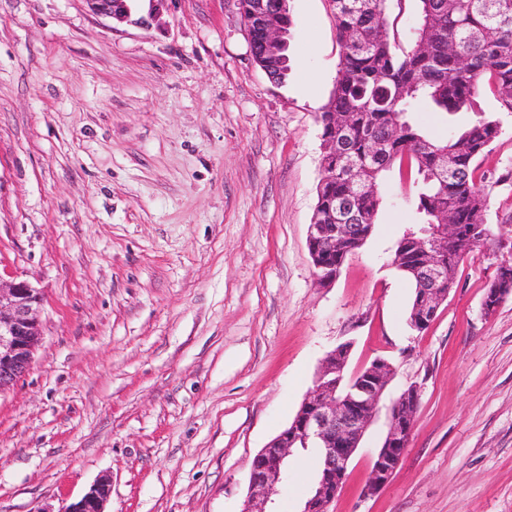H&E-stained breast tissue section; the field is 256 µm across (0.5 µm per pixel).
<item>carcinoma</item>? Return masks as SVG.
Here are the masks:
<instances>
[{
	"label": "carcinoma",
	"mask_w": 512,
	"mask_h": 512,
	"mask_svg": "<svg viewBox=\"0 0 512 512\" xmlns=\"http://www.w3.org/2000/svg\"><path fill=\"white\" fill-rule=\"evenodd\" d=\"M330 2L341 55L329 101L318 116L324 152L314 223H328L332 205L338 224L375 223L384 175L405 167L418 188L416 227L438 223L443 205L460 225L448 252L453 287L459 262L490 236L487 195L475 161L497 137L498 124L480 118L439 140L426 134L414 113L421 105L450 114L477 112L484 81L512 110V0H417L419 23L409 49L390 36L387 0ZM443 149L445 177L437 156ZM352 167L361 170L367 190L343 175Z\"/></svg>",
	"instance_id": "1"
}]
</instances>
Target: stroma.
I'll list each match as a JSON object with an SVG mask.
<instances>
[{"mask_svg": "<svg viewBox=\"0 0 512 512\" xmlns=\"http://www.w3.org/2000/svg\"><path fill=\"white\" fill-rule=\"evenodd\" d=\"M288 76L254 64L235 0H166L128 21L86 0H0V279L45 296L31 371L0 394V512L81 498L105 512H242L255 454L292 420L323 357L394 376L330 512H512V112L421 108L431 136L482 115L493 241L459 263L424 332L393 264L417 221L398 169L366 244L331 286L307 229L324 152L317 116L340 46L330 0H289ZM421 397L389 484L364 497L393 399ZM273 512H300L316 449L295 450ZM500 275L492 288H488L484 299V310L486 314H492L495 309L509 296L512 295V273L506 268L509 265H503ZM110 495L111 484L107 480H101L77 501L62 503L57 511L39 509L38 512H105L104 506Z\"/></svg>", "mask_w": 512, "mask_h": 512, "instance_id": "1", "label": "stroma"}]
</instances>
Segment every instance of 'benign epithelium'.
<instances>
[{
    "instance_id": "benign-epithelium-1",
    "label": "benign epithelium",
    "mask_w": 512,
    "mask_h": 512,
    "mask_svg": "<svg viewBox=\"0 0 512 512\" xmlns=\"http://www.w3.org/2000/svg\"><path fill=\"white\" fill-rule=\"evenodd\" d=\"M91 11L116 22L126 21L133 0H86ZM246 26L262 28L263 56L253 58L262 71L265 59L275 57L286 43L288 32L279 22L268 20L263 0H236ZM329 223L309 224L307 245L321 283L336 280L343 262L330 256L336 237L355 238L356 226L336 223V209L328 210ZM455 225L448 215L440 217L432 230L414 239L413 249L420 264L412 273L419 288L411 326L422 330L430 325L437 310L448 298V243L455 239ZM512 295V272L500 275L484 299L485 313L491 314ZM43 293L25 280H0V393L13 388L32 368L41 340L40 315ZM350 347L344 343L324 358L313 390L298 408L291 423L252 459L244 512H272L269 504L287 474L288 459L298 448L313 446L320 456V470L314 493L302 512H328V506L342 488L349 462L373 422L379 403L393 376L385 359H376L352 376H346ZM420 403V386L408 385L392 402L387 415V432L364 487L367 496L384 489L402 463ZM111 495L107 480L95 483L80 499L63 504L57 512H105Z\"/></svg>"
}]
</instances>
